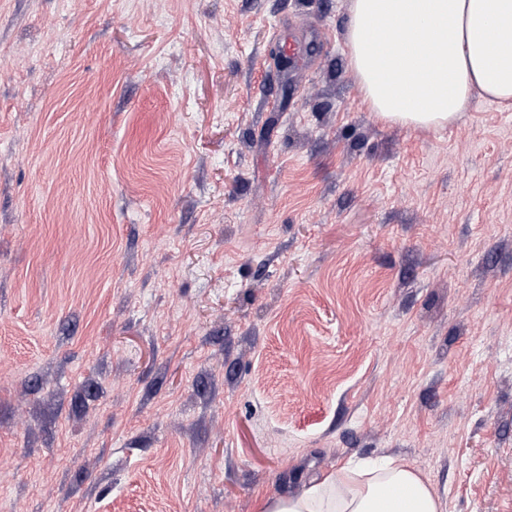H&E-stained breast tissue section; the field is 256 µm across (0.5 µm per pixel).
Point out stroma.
<instances>
[{
  "instance_id": "obj_1",
  "label": "stroma",
  "mask_w": 512,
  "mask_h": 512,
  "mask_svg": "<svg viewBox=\"0 0 512 512\" xmlns=\"http://www.w3.org/2000/svg\"><path fill=\"white\" fill-rule=\"evenodd\" d=\"M348 22L0 0V512H258L385 455L512 512V106L378 120Z\"/></svg>"
}]
</instances>
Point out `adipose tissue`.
Masks as SVG:
<instances>
[{
  "label": "adipose tissue",
  "instance_id": "adipose-tissue-1",
  "mask_svg": "<svg viewBox=\"0 0 512 512\" xmlns=\"http://www.w3.org/2000/svg\"><path fill=\"white\" fill-rule=\"evenodd\" d=\"M351 71L372 112L401 126L438 128L473 94L512 99V0H348ZM430 484L383 457L346 463L296 498L260 512H441Z\"/></svg>",
  "mask_w": 512,
  "mask_h": 512
}]
</instances>
